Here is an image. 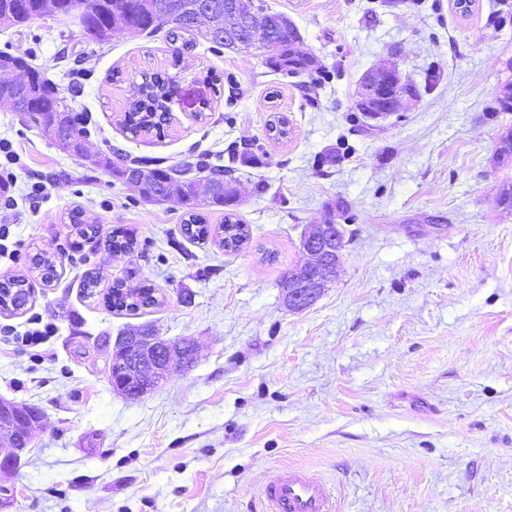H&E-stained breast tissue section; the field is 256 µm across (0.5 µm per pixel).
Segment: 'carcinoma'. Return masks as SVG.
<instances>
[{"mask_svg":"<svg viewBox=\"0 0 512 512\" xmlns=\"http://www.w3.org/2000/svg\"><path fill=\"white\" fill-rule=\"evenodd\" d=\"M165 4L176 13L175 29L183 35L194 36L199 32V20L192 10L186 9L189 0H0V17L10 25H23L48 13L75 15L83 35L95 42H108L116 31H125L133 36L152 33L161 18L158 5ZM272 51L265 55V64L274 71L292 72L322 79L320 68L313 57L298 51L296 28L282 34L272 31ZM20 68L26 72L27 80L9 85L0 84V101L24 110L42 130H51L57 141L66 146H81L90 135L91 119L84 112H76L65 103L57 86L27 60H20ZM176 92L172 77L166 72L145 73L142 82L134 85L128 109L122 124L126 131L137 137L152 131L161 132L170 123L167 116V99ZM268 137L283 140L288 137V119L274 116L267 127ZM111 176L125 180L128 173L146 170L152 180L139 191L140 199L149 198L162 202L175 197L187 208L188 220L183 224L184 235L198 242L215 241L227 253H235L250 238L248 225L242 223L231 211L224 213V221L210 224L202 208L230 207L237 202L238 188L235 177L224 179L231 170L210 162L202 156L187 167L160 166L159 161L148 158L109 157L96 163ZM69 224L80 238L91 239L97 234V221L86 217L84 211L73 209L68 213ZM108 246L112 252L128 253L134 250L136 238L125 227L112 230ZM31 294L28 280L7 278L0 283V308L18 309L27 304ZM109 301L117 310L135 311L158 303L155 288L141 285L132 288L117 281L110 290Z\"/></svg>","mask_w":512,"mask_h":512,"instance_id":"obj_1","label":"carcinoma"}]
</instances>
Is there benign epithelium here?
Segmentation results:
<instances>
[{"mask_svg":"<svg viewBox=\"0 0 512 512\" xmlns=\"http://www.w3.org/2000/svg\"><path fill=\"white\" fill-rule=\"evenodd\" d=\"M260 0H229L224 9V43L236 48L246 43L268 52L269 42L262 36ZM256 26L250 41L241 38V27ZM413 95L399 67L386 63L379 72L366 75L360 82L357 111L368 120H379L398 112L406 98ZM303 252L311 260L296 267L282 285L285 303L291 310L311 306L321 295L337 269L344 235L333 222L318 224L301 239ZM194 361L193 345L166 340L149 327H138L118 337L109 351L108 369L112 390L136 400L154 391L178 363L189 366ZM41 413L28 406L0 398V443L12 452L0 458V499L12 498L8 479L18 468Z\"/></svg>","mask_w":512,"mask_h":512,"instance_id":"7a95c632","label":"benign epithelium"}]
</instances>
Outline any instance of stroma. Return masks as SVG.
<instances>
[{
    "label": "stroma",
    "mask_w": 512,
    "mask_h": 512,
    "mask_svg": "<svg viewBox=\"0 0 512 512\" xmlns=\"http://www.w3.org/2000/svg\"><path fill=\"white\" fill-rule=\"evenodd\" d=\"M296 25L331 78L269 69L253 49L209 51L163 24L149 35L85 39L55 14L0 25V50L27 57L92 118L86 158L64 153L25 112L0 109V143L19 149L0 191V279L27 278L29 304L0 313V397L43 419L0 512H261L279 470L320 479L336 512H512V157L498 153L512 112V0H264ZM396 55L418 93L374 123L358 81ZM179 67H172L173 56ZM180 94L161 134L120 121L143 73ZM286 141L269 140L273 114ZM113 150L172 166L202 155L262 154L237 167L242 249L181 232L178 201H140L94 167ZM81 207L96 238L68 224ZM340 224L333 282L302 311L279 280L302 264L304 233ZM133 253H115L113 227ZM56 256L52 282L34 265ZM99 269L95 292L83 286ZM155 287L158 305L115 311V281ZM41 344H16L34 323ZM149 325L194 343V363L153 393L109 383L108 341Z\"/></svg>",
    "instance_id": "obj_1"
}]
</instances>
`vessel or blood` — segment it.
<instances>
[{
  "mask_svg": "<svg viewBox=\"0 0 512 512\" xmlns=\"http://www.w3.org/2000/svg\"><path fill=\"white\" fill-rule=\"evenodd\" d=\"M263 496L262 512H332L323 483L302 469L275 474L265 486Z\"/></svg>",
  "mask_w": 512,
  "mask_h": 512,
  "instance_id": "vessel-or-blood-1",
  "label": "vessel or blood"
}]
</instances>
